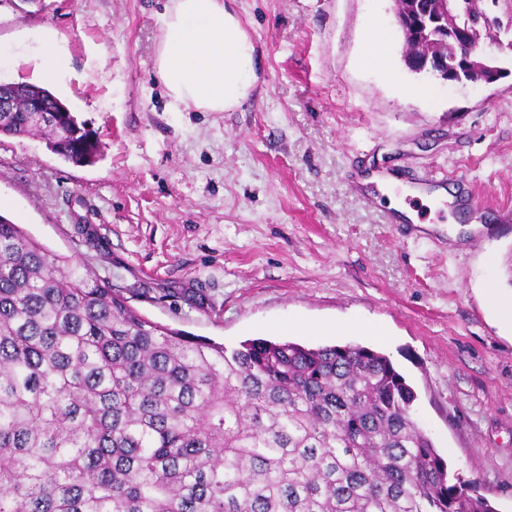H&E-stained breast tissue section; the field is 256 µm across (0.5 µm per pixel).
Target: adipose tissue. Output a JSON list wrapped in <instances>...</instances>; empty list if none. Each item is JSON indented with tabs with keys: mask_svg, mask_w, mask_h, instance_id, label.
<instances>
[{
	"mask_svg": "<svg viewBox=\"0 0 512 512\" xmlns=\"http://www.w3.org/2000/svg\"><path fill=\"white\" fill-rule=\"evenodd\" d=\"M158 23L156 67L174 111L222 112L247 96L256 80L254 48L224 0H171ZM37 39L38 75L43 83H55L66 58L50 29H40Z\"/></svg>",
	"mask_w": 512,
	"mask_h": 512,
	"instance_id": "1",
	"label": "adipose tissue"
}]
</instances>
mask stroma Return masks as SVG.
Returning a JSON list of instances; mask_svg holds the SVG:
<instances>
[{"label": "stroma", "mask_w": 512, "mask_h": 512, "mask_svg": "<svg viewBox=\"0 0 512 512\" xmlns=\"http://www.w3.org/2000/svg\"><path fill=\"white\" fill-rule=\"evenodd\" d=\"M168 3L0 0V79L33 81V34L53 28L69 66L51 90L104 146L79 166L43 136L0 135V215L168 328L385 353L449 474L512 512V328L483 293L512 292V76L461 87L410 72L392 0H226L257 82L228 111L174 112L154 70ZM373 22L394 79L363 61ZM412 171L465 180L483 204L413 198L435 228L383 223L371 174L402 176L400 197ZM348 319L388 337L336 331Z\"/></svg>", "instance_id": "obj_1"}]
</instances>
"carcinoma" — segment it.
Here are the masks:
<instances>
[{
    "label": "carcinoma",
    "instance_id": "cac0c4a2",
    "mask_svg": "<svg viewBox=\"0 0 512 512\" xmlns=\"http://www.w3.org/2000/svg\"><path fill=\"white\" fill-rule=\"evenodd\" d=\"M512 0H463L461 26ZM0 135L48 132L87 164L101 143L49 89ZM416 395L360 344L226 347L137 312L80 262L0 215V512H493L450 482Z\"/></svg>",
    "mask_w": 512,
    "mask_h": 512
}]
</instances>
